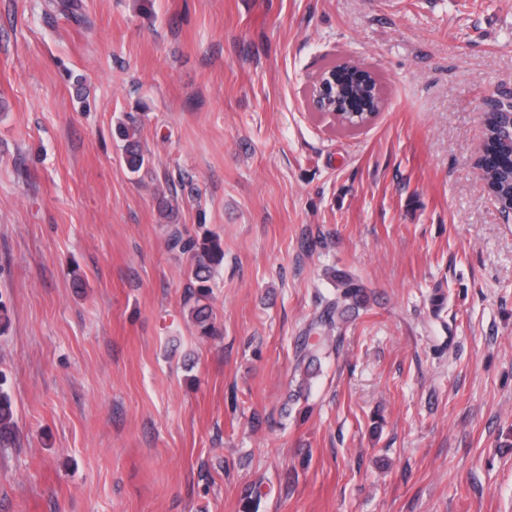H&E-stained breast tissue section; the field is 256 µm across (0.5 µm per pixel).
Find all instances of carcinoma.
Masks as SVG:
<instances>
[{"mask_svg": "<svg viewBox=\"0 0 512 512\" xmlns=\"http://www.w3.org/2000/svg\"><path fill=\"white\" fill-rule=\"evenodd\" d=\"M57 10L67 20L83 22L78 12L79 5L73 0H60ZM118 134L124 141L123 160L127 169L138 172L146 162V155L139 139V126L136 121L123 124ZM486 150L499 156L512 152V142L504 138L498 130L496 116L487 118ZM490 177L497 187V194L502 209L512 206V168L501 164L490 167ZM186 251L190 254L192 287L195 288V305L189 310V316L201 335L211 336L215 331L213 311L209 305L202 303L208 299L211 281L217 268L224 262V243L216 234L205 235L187 242ZM337 281V295L326 302L322 315L310 329V335L303 338L296 368L310 373L311 367L317 363L327 350L331 335L344 320L347 310L358 306L363 298V286L345 275H334ZM16 434L14 406L10 395L0 388V446L12 444Z\"/></svg>", "mask_w": 512, "mask_h": 512, "instance_id": "obj_1", "label": "carcinoma"}]
</instances>
